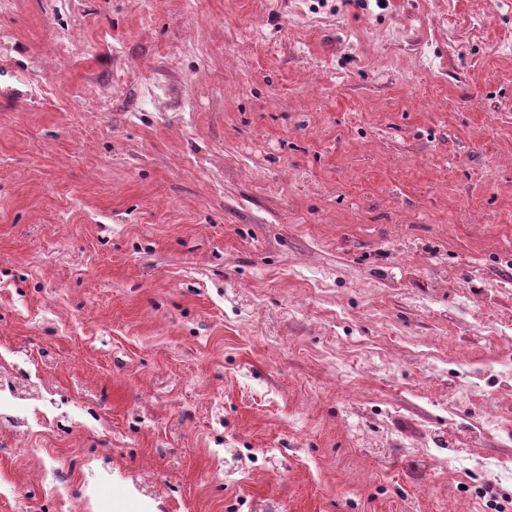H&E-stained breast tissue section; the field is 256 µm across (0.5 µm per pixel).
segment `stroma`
<instances>
[{
  "label": "stroma",
  "mask_w": 512,
  "mask_h": 512,
  "mask_svg": "<svg viewBox=\"0 0 512 512\" xmlns=\"http://www.w3.org/2000/svg\"><path fill=\"white\" fill-rule=\"evenodd\" d=\"M1 33L0 361L55 395L0 512H512V0Z\"/></svg>",
  "instance_id": "1"
}]
</instances>
